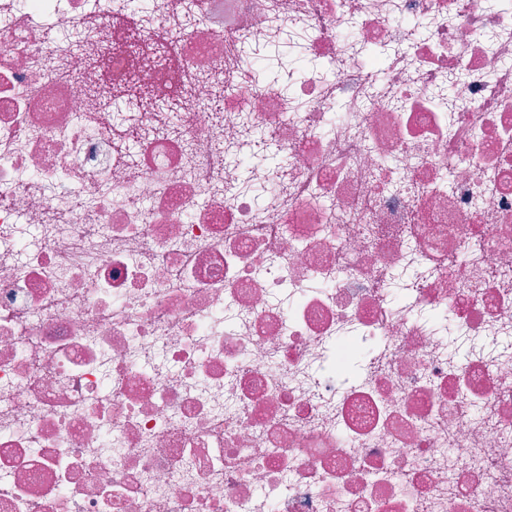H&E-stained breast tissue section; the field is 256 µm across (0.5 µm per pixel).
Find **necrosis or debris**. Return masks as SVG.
<instances>
[{"instance_id":"obj_1","label":"necrosis or debris","mask_w":512,"mask_h":512,"mask_svg":"<svg viewBox=\"0 0 512 512\" xmlns=\"http://www.w3.org/2000/svg\"><path fill=\"white\" fill-rule=\"evenodd\" d=\"M179 2L0 0V512H512V0Z\"/></svg>"}]
</instances>
